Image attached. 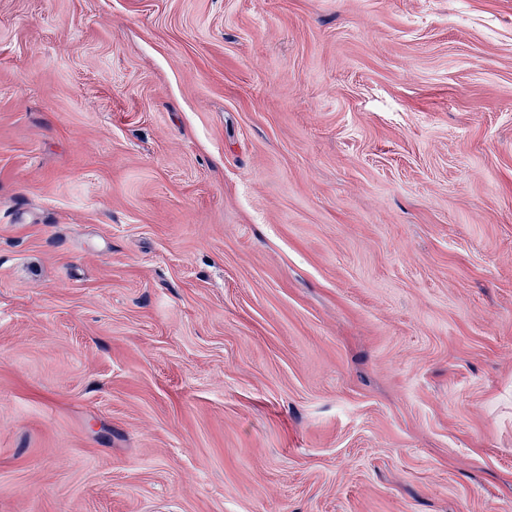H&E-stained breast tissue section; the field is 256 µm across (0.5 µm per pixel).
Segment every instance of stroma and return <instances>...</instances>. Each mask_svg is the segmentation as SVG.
I'll use <instances>...</instances> for the list:
<instances>
[{"label":"stroma","mask_w":512,"mask_h":512,"mask_svg":"<svg viewBox=\"0 0 512 512\" xmlns=\"http://www.w3.org/2000/svg\"><path fill=\"white\" fill-rule=\"evenodd\" d=\"M0 512H512V0H0Z\"/></svg>","instance_id":"1"}]
</instances>
